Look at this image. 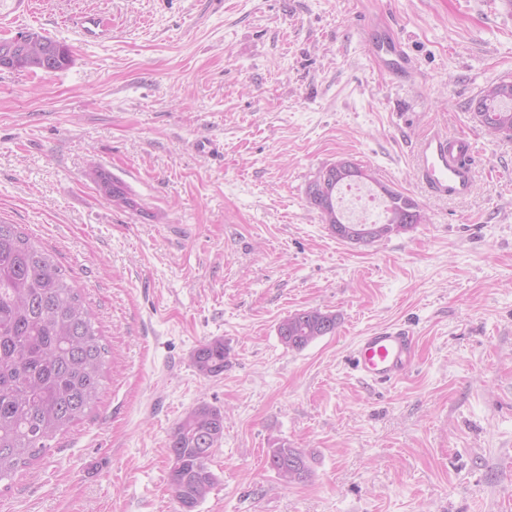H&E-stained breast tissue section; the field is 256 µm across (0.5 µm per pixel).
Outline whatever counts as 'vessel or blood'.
Returning <instances> with one entry per match:
<instances>
[{"label":"vessel or blood","mask_w":512,"mask_h":512,"mask_svg":"<svg viewBox=\"0 0 512 512\" xmlns=\"http://www.w3.org/2000/svg\"><path fill=\"white\" fill-rule=\"evenodd\" d=\"M0 12L12 20L35 19L36 0H0ZM372 55L390 72L405 74L413 60L401 39L384 37L371 44ZM476 143L466 136L436 131L424 137L417 166L428 189L441 197H464L475 185ZM413 360V338L399 328H380L362 336L353 350V368L366 381L385 383L402 376Z\"/></svg>","instance_id":"1"}]
</instances>
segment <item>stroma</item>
I'll return each instance as SVG.
<instances>
[{"mask_svg": "<svg viewBox=\"0 0 512 512\" xmlns=\"http://www.w3.org/2000/svg\"><path fill=\"white\" fill-rule=\"evenodd\" d=\"M67 45L44 74L0 71V220L55 255L109 349L95 408L0 486V512H175L170 435L224 414L195 512H512V140L475 120L512 80V0H39ZM111 26L84 39L68 23ZM416 70L371 56L366 22ZM473 138L477 185L442 199L417 142ZM340 158L414 198L425 219L371 244L336 238L306 192ZM102 169L139 210L87 174ZM318 309L334 333L278 335ZM409 330L399 380H360L361 336ZM223 340L221 375L193 353ZM311 474L284 484L280 444ZM305 316V319L303 317ZM288 320V326L283 327V334L293 336L285 342H281L286 348L300 350L321 336L335 332L337 317L331 313H324L318 309L303 310L288 316L278 326V333L282 322ZM291 339V341H290ZM295 461L301 463V469L296 479L288 481V483L303 481L310 475L311 468L306 454L299 448H290L288 444L285 443L280 444L277 448H269L266 452V465L277 476L279 470L284 465Z\"/></svg>", "mask_w": 512, "mask_h": 512, "instance_id": "obj_1", "label": "stroma"}]
</instances>
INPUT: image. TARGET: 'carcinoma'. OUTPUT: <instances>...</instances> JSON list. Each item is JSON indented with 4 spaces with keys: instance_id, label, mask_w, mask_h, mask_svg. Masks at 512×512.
<instances>
[{
    "instance_id": "1",
    "label": "carcinoma",
    "mask_w": 512,
    "mask_h": 512,
    "mask_svg": "<svg viewBox=\"0 0 512 512\" xmlns=\"http://www.w3.org/2000/svg\"><path fill=\"white\" fill-rule=\"evenodd\" d=\"M25 37L10 43L13 70L37 72L43 64L52 71L70 64L66 45L41 32L21 31ZM474 117L488 132L512 139V81H496L481 89L472 103ZM107 196L119 194L134 207L127 185L100 170ZM342 184L336 177L310 184L308 203L319 210L323 223L334 229L344 216L336 207ZM385 224L420 223L419 204L409 195L385 188ZM289 349L300 350L321 336L335 332L337 317L318 309L287 317ZM85 308L78 289L66 278L54 256L33 244L13 224L0 221V482L39 458L50 442L81 420L99 400L108 349ZM227 348L214 339L194 353L198 372L215 377L224 372ZM224 435V413L201 404L188 411L170 435L169 471L179 512H194L215 484L209 467L213 448ZM298 461L296 481L311 468L306 454L282 443L266 452L274 473Z\"/></svg>"
}]
</instances>
